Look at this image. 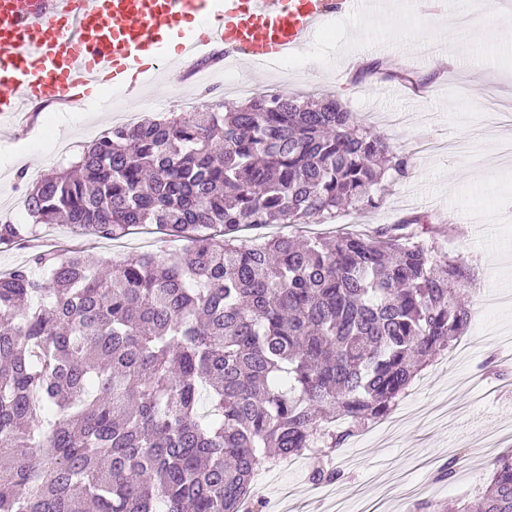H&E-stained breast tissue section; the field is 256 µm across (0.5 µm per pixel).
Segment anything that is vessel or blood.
Returning a JSON list of instances; mask_svg holds the SVG:
<instances>
[{
    "label": "vessel or blood",
    "mask_w": 512,
    "mask_h": 512,
    "mask_svg": "<svg viewBox=\"0 0 512 512\" xmlns=\"http://www.w3.org/2000/svg\"><path fill=\"white\" fill-rule=\"evenodd\" d=\"M359 0H0V126L29 107L141 88L162 71L199 82L211 45L262 68L310 43L330 12ZM177 46H170V37Z\"/></svg>",
    "instance_id": "vessel-or-blood-1"
}]
</instances>
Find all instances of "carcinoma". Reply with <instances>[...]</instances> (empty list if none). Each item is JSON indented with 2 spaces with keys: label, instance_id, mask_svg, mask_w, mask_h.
I'll list each match as a JSON object with an SVG mask.
<instances>
[{
  "label": "carcinoma",
  "instance_id": "obj_1",
  "mask_svg": "<svg viewBox=\"0 0 512 512\" xmlns=\"http://www.w3.org/2000/svg\"><path fill=\"white\" fill-rule=\"evenodd\" d=\"M366 73L416 84L388 59ZM75 167L27 190L33 223L188 245L0 274V512H241L260 465L340 447L467 329L468 268L417 239L426 214L334 241L237 236L376 209L385 174H407L334 95L115 125ZM32 232L0 224V245ZM456 512H512V452Z\"/></svg>",
  "mask_w": 512,
  "mask_h": 512
}]
</instances>
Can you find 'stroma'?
Listing matches in <instances>:
<instances>
[{"label":"stroma","instance_id":"1","mask_svg":"<svg viewBox=\"0 0 512 512\" xmlns=\"http://www.w3.org/2000/svg\"><path fill=\"white\" fill-rule=\"evenodd\" d=\"M367 12L330 15L314 40L293 53L288 67L237 76L254 91H283L303 98L338 96L393 150L408 156V173L384 179L381 206L350 213L328 224H273L241 231L244 240L279 236L332 237L368 234L411 213H428L430 236L439 254L462 258L477 278L497 289L512 290V8L496 0H446L445 8L427 14L412 0H375ZM477 24L476 34L458 36V14ZM400 55L422 76L423 96L411 97L404 84L342 82L351 57L368 59ZM221 101L244 103V95L225 87L185 85L178 94L167 86L116 98L111 109L76 106L62 121L53 111L31 113L28 127L0 135V201L13 205V217L29 223L24 207L29 184L52 171L69 167L84 145L111 128L117 111L134 107L138 120H156L170 112L186 113ZM180 242L161 239L141 227L112 240L86 234L67 224H40L30 241L0 245V270L26 264L34 251H84L94 259L120 260L143 252H175ZM464 303L471 313L466 350L449 349L422 367L397 405L404 424L391 434L375 424L350 436L338 455L326 461L337 478L327 486L312 482L317 459L278 469L252 490L263 502L262 512H276L282 487L294 491V512L313 507L328 512L326 491L344 497L363 491L361 512H387L369 487L373 479L394 482L401 500L396 512H416L412 488L432 486L430 501L448 504L463 499L466 469L478 464L488 475L493 460L512 450V436L500 438L506 412L512 411V349L502 346L499 333L512 330V309L491 316L481 313L478 290H468ZM452 478L442 480V467Z\"/></svg>","mask_w":512,"mask_h":512}]
</instances>
